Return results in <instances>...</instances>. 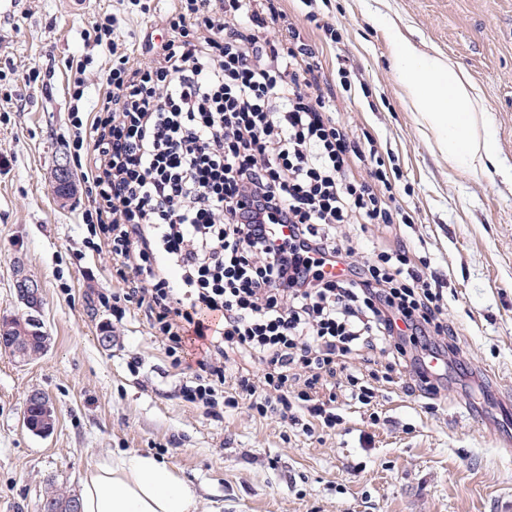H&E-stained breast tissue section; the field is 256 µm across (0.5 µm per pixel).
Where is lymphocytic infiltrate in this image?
Listing matches in <instances>:
<instances>
[{"label":"lymphocytic infiltrate","mask_w":512,"mask_h":512,"mask_svg":"<svg viewBox=\"0 0 512 512\" xmlns=\"http://www.w3.org/2000/svg\"><path fill=\"white\" fill-rule=\"evenodd\" d=\"M274 0H178L147 63L132 62L112 20L92 26L115 56L92 121L75 118L74 149L101 247L119 261L121 293L101 292L116 320L143 313L183 398L254 414L301 406L304 435L329 426L336 379L369 392L350 361L385 359L382 378L440 394L457 355L442 285L405 244L340 236L342 224H404L377 148L336 119L295 26L272 35ZM287 235L274 233L275 225ZM340 267L330 277L326 267ZM258 361L225 395L228 353Z\"/></svg>","instance_id":"obj_1"}]
</instances>
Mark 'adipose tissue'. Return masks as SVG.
I'll use <instances>...</instances> for the list:
<instances>
[{"instance_id": "1", "label": "adipose tissue", "mask_w": 512, "mask_h": 512, "mask_svg": "<svg viewBox=\"0 0 512 512\" xmlns=\"http://www.w3.org/2000/svg\"><path fill=\"white\" fill-rule=\"evenodd\" d=\"M390 30L392 68L448 161L463 171L496 164L495 137L484 121L482 92L446 62L422 51L401 26ZM81 512H195L197 492L155 458L134 453L98 459L82 478Z\"/></svg>"}]
</instances>
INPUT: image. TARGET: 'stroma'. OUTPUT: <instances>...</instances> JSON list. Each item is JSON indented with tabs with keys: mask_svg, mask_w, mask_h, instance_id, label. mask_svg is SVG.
I'll use <instances>...</instances> for the list:
<instances>
[{
	"mask_svg": "<svg viewBox=\"0 0 512 512\" xmlns=\"http://www.w3.org/2000/svg\"><path fill=\"white\" fill-rule=\"evenodd\" d=\"M176 2L151 0L143 15L130 0H0V318L22 311L13 267L23 259L42 283L49 336L26 363L0 352V512H37L52 485L79 493L89 466L112 453L165 464L194 485L198 512H512V185L497 173L512 168V0L277 2L314 46L341 126L374 140L399 173L396 203L413 218L386 232L345 224L341 234L406 241L442 279L460 347L437 399L374 380L370 404L338 392L335 427L310 437L275 415L217 416L183 401V376L146 319L116 321L87 299L123 283L111 255L87 242L85 183L65 203L52 190L57 160L75 156L70 61L88 64L84 112L108 90L112 62L88 36L93 21L111 15L119 48L134 50ZM381 11L481 88L497 169H453L426 136L393 71ZM327 25L340 42L325 37ZM35 389L55 409L46 436L22 423Z\"/></svg>",
	"mask_w": 512,
	"mask_h": 512,
	"instance_id": "35a3bbf8",
	"label": "stroma"
}]
</instances>
